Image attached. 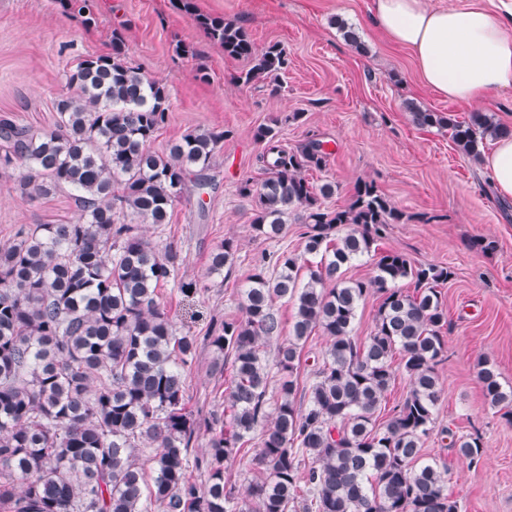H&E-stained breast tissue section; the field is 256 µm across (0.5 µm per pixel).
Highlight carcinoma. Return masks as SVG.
I'll use <instances>...</instances> for the list:
<instances>
[{"label": "carcinoma", "instance_id": "obj_1", "mask_svg": "<svg viewBox=\"0 0 512 512\" xmlns=\"http://www.w3.org/2000/svg\"><path fill=\"white\" fill-rule=\"evenodd\" d=\"M93 20L91 0H60ZM224 55L250 62L237 84L264 83L276 93L288 67L285 49L259 51L247 31L178 0ZM76 94L57 102L54 128L33 133L0 122V169L19 171L30 200L74 192L72 224H20L0 247V507L7 512H459L439 464L422 459L442 399L437 365L448 314L438 286L453 271L417 264L381 250L391 224L406 216L372 181L360 180L349 203L329 208L330 182L310 181L328 152L310 139L288 151L277 123L260 125L265 177L240 183L254 203L251 229L264 240L302 224L305 253L263 254L252 265L238 307L241 316L212 325L204 341L231 361L224 412L213 415L209 453L195 450L197 428L187 410L185 368L197 338L178 335L159 302L170 284L189 296L200 283L180 274L173 242L159 245L142 224H166L188 177L207 184L224 142L222 131H190L166 152L151 149L168 120L166 87L127 57L123 33L112 31V54L82 60L68 76ZM421 127L448 129L465 156L480 161L487 140L512 137L494 115L466 121L406 104ZM224 239L211 253L208 275L234 264ZM370 256L375 275L344 277ZM307 268V281L298 274ZM334 287H325V282ZM398 281L413 285L408 292ZM379 305L370 336L353 335L357 310L371 295ZM290 300L288 342L273 364L262 341L279 334L275 303ZM329 343L309 383L300 385L303 344L316 331ZM399 358L398 367L393 359ZM408 379L403 401L378 421L396 369ZM478 380L490 406L512 423V387L488 360ZM151 449L145 480L134 451ZM476 465L479 435L452 439ZM245 459L262 470L240 497L224 482V462ZM205 470L201 487L189 478Z\"/></svg>", "mask_w": 512, "mask_h": 512}]
</instances>
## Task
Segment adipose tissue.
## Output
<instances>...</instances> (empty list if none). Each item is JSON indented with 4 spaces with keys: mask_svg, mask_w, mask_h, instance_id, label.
Listing matches in <instances>:
<instances>
[{
    "mask_svg": "<svg viewBox=\"0 0 512 512\" xmlns=\"http://www.w3.org/2000/svg\"><path fill=\"white\" fill-rule=\"evenodd\" d=\"M505 18L466 0H373V20L386 38L411 50L430 90L470 107L512 88V0H499ZM481 163L498 193L512 198V138L495 139Z\"/></svg>",
    "mask_w": 512,
    "mask_h": 512,
    "instance_id": "obj_1",
    "label": "adipose tissue"
}]
</instances>
